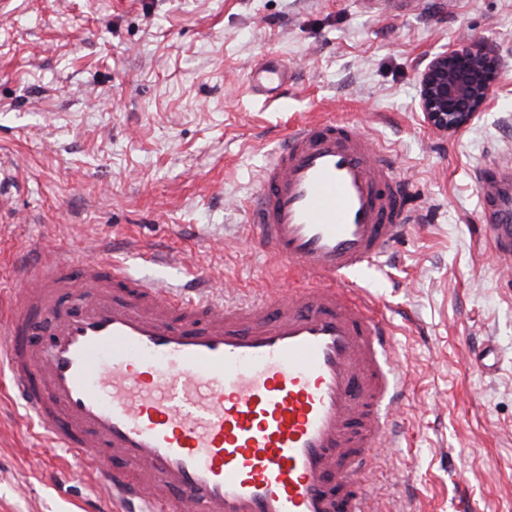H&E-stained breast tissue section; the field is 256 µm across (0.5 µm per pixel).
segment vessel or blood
I'll return each mask as SVG.
<instances>
[{
	"instance_id": "obj_1",
	"label": "vessel or blood",
	"mask_w": 512,
	"mask_h": 512,
	"mask_svg": "<svg viewBox=\"0 0 512 512\" xmlns=\"http://www.w3.org/2000/svg\"><path fill=\"white\" fill-rule=\"evenodd\" d=\"M249 87L282 100L288 70ZM260 183L256 243L305 280L276 306L172 294L60 252L0 303L13 393L114 512H390L366 475L408 383L387 320L348 281L412 223L404 182L366 132L330 120L297 124ZM479 189L510 261L512 172L486 166Z\"/></svg>"
}]
</instances>
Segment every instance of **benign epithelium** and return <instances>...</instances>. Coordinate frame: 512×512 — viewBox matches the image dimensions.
<instances>
[{
    "label": "benign epithelium",
    "instance_id": "7a95c632",
    "mask_svg": "<svg viewBox=\"0 0 512 512\" xmlns=\"http://www.w3.org/2000/svg\"><path fill=\"white\" fill-rule=\"evenodd\" d=\"M499 78V60L480 40L432 56L419 76V105L435 129L455 133L485 111Z\"/></svg>",
    "mask_w": 512,
    "mask_h": 512
}]
</instances>
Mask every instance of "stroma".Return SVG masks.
I'll return each mask as SVG.
<instances>
[{"instance_id":"35a3bbf8","label":"stroma","mask_w":512,"mask_h":512,"mask_svg":"<svg viewBox=\"0 0 512 512\" xmlns=\"http://www.w3.org/2000/svg\"><path fill=\"white\" fill-rule=\"evenodd\" d=\"M0 0V292L35 246L104 240L136 278L252 293L300 286L248 222L259 167L307 120L365 128L396 159L415 221L383 270L355 278L390 321L411 391L399 447L368 481L393 512H512V268L483 228L477 176L512 166V0ZM497 55L463 130L418 108L428 60L463 38ZM288 67L287 106L252 95ZM159 244L173 264L130 252ZM0 363V512H81L99 487L44 447Z\"/></svg>"}]
</instances>
